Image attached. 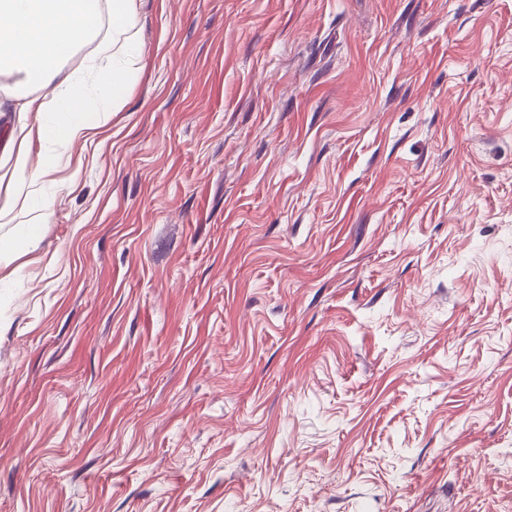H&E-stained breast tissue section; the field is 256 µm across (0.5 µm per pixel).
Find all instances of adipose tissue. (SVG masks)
<instances>
[{
	"label": "adipose tissue",
	"instance_id": "ef3b65f1",
	"mask_svg": "<svg viewBox=\"0 0 512 512\" xmlns=\"http://www.w3.org/2000/svg\"><path fill=\"white\" fill-rule=\"evenodd\" d=\"M108 35H101L103 24ZM139 0H0V75L15 77L20 111L70 114L64 124L39 125L38 138L73 141L89 129L92 85L59 65L74 48L96 41L100 66L96 83L108 87L120 104L142 70ZM52 87V99L37 89Z\"/></svg>",
	"mask_w": 512,
	"mask_h": 512
}]
</instances>
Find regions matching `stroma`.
Returning a JSON list of instances; mask_svg holds the SVG:
<instances>
[{"mask_svg":"<svg viewBox=\"0 0 512 512\" xmlns=\"http://www.w3.org/2000/svg\"><path fill=\"white\" fill-rule=\"evenodd\" d=\"M139 10L0 112V512H512V0Z\"/></svg>","mask_w":512,"mask_h":512,"instance_id":"stroma-1","label":"stroma"}]
</instances>
